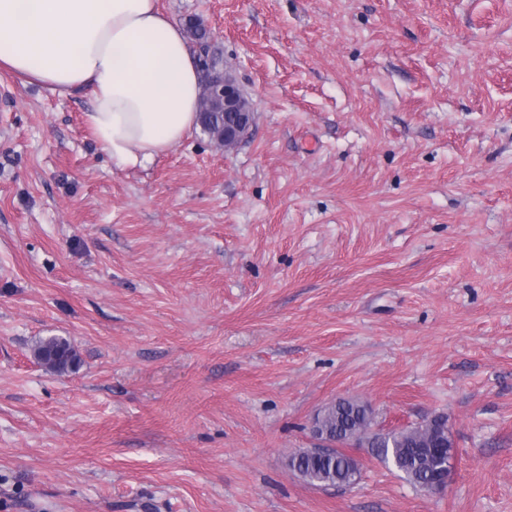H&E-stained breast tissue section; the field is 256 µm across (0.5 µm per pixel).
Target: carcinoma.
Instances as JSON below:
<instances>
[{
    "instance_id": "obj_1",
    "label": "carcinoma",
    "mask_w": 512,
    "mask_h": 512,
    "mask_svg": "<svg viewBox=\"0 0 512 512\" xmlns=\"http://www.w3.org/2000/svg\"><path fill=\"white\" fill-rule=\"evenodd\" d=\"M205 133L217 139L224 128V116L217 108L200 117ZM34 354L51 372L62 374L77 364L76 354L69 342L57 336L39 340ZM322 431L330 437L346 435L358 445L371 449L384 462H392L405 479L419 486L429 474L445 465L446 459L429 454V449L444 444L448 439L447 421L434 418L418 426L376 433L372 430L374 414L371 407L353 399H338L325 406L316 417ZM291 470L311 485L344 486L360 471L358 462L338 449L328 459L313 456L309 448L302 449L288 461Z\"/></svg>"
}]
</instances>
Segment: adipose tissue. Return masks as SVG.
I'll list each match as a JSON object with an SVG mask.
<instances>
[{"instance_id":"obj_1","label":"adipose tissue","mask_w":512,"mask_h":512,"mask_svg":"<svg viewBox=\"0 0 512 512\" xmlns=\"http://www.w3.org/2000/svg\"><path fill=\"white\" fill-rule=\"evenodd\" d=\"M184 30L158 0H0V73L91 96L87 122L113 161L142 166L198 123Z\"/></svg>"}]
</instances>
